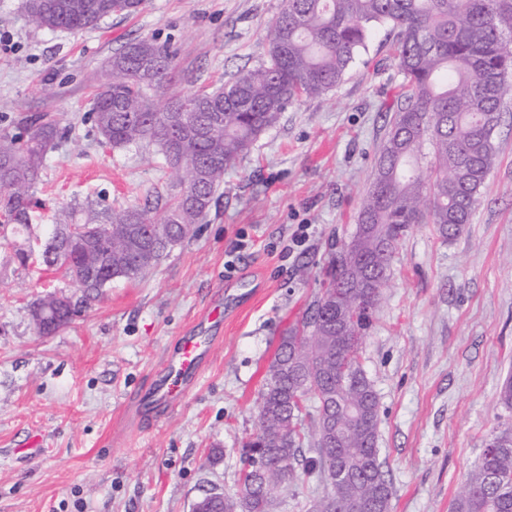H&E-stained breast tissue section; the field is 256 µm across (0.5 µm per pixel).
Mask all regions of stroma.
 Masks as SVG:
<instances>
[{
	"label": "stroma",
	"mask_w": 512,
	"mask_h": 512,
	"mask_svg": "<svg viewBox=\"0 0 512 512\" xmlns=\"http://www.w3.org/2000/svg\"><path fill=\"white\" fill-rule=\"evenodd\" d=\"M280 6L147 0L137 14L73 34L32 29L23 0H0V33L17 46L0 55V133L33 113L62 119L34 190L26 263L14 256L18 238L0 232V512H192L205 489L236 493L268 366L316 299L372 181L402 83L389 26L373 29L328 96L282 113L226 171L198 235L146 277L115 279L87 302L41 253L55 214L74 202L142 207L176 184L154 147L100 139L90 113L107 59L152 38L175 53L178 92L221 85L265 58ZM495 145L471 224L450 240L430 224L409 230L363 339L390 512H452L488 437L512 429L500 399L512 374V109ZM301 224L308 236L292 244ZM241 240L246 249L235 250ZM50 294L82 309L44 335L30 311ZM229 294L238 303L196 387L158 418H129L128 403L148 391L178 336ZM323 490L312 477L276 490L273 512H310Z\"/></svg>",
	"instance_id": "1"
}]
</instances>
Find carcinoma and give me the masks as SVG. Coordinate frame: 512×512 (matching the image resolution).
Returning <instances> with one entry per match:
<instances>
[{
	"label": "carcinoma",
	"instance_id": "carcinoma-1",
	"mask_svg": "<svg viewBox=\"0 0 512 512\" xmlns=\"http://www.w3.org/2000/svg\"><path fill=\"white\" fill-rule=\"evenodd\" d=\"M145 0H25L36 29L79 32L113 15L139 12ZM396 32L404 83L349 240L335 246L326 280L308 315L281 338L258 403L255 432L242 444L241 476L264 460L255 488L222 495L207 512H271V492L302 473L327 492L311 512H389L393 487L377 448L379 400L359 360L401 240L414 224L451 239L471 223L481 188L497 161L494 132L512 97V0H282L266 33L267 55L215 89L169 92L175 53L138 39L107 62L108 81L92 119L114 149L156 147L180 189L161 208L82 207L61 211L43 263L96 297L115 278L136 280L191 238L208 215L225 171L250 152L288 107L321 98L346 76L375 26ZM169 93L160 108L156 96ZM195 113L202 135H183L180 108ZM60 128L46 115L0 134L1 225L30 229L32 189ZM97 247L69 241L73 225ZM49 316L68 324L71 301L46 297ZM339 426L328 442L329 423ZM313 455L304 456V447ZM453 512H512V434L489 438Z\"/></svg>",
	"mask_w": 512,
	"mask_h": 512
}]
</instances>
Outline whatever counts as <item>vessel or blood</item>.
Listing matches in <instances>:
<instances>
[{
	"mask_svg": "<svg viewBox=\"0 0 512 512\" xmlns=\"http://www.w3.org/2000/svg\"><path fill=\"white\" fill-rule=\"evenodd\" d=\"M223 320L221 308L206 310L196 326L179 338L177 349L168 353L162 374L150 394L153 406L171 407L197 384L215 343L212 331Z\"/></svg>",
	"mask_w": 512,
	"mask_h": 512,
	"instance_id": "b4317fda",
	"label": "vessel or blood"
}]
</instances>
